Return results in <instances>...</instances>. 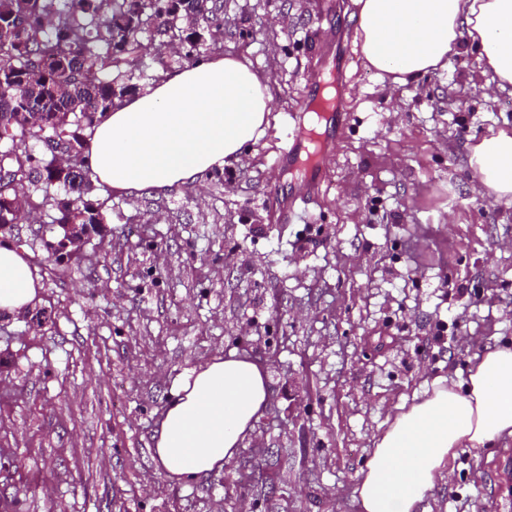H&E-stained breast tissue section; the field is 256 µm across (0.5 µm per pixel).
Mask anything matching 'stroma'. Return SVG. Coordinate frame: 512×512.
<instances>
[{
  "mask_svg": "<svg viewBox=\"0 0 512 512\" xmlns=\"http://www.w3.org/2000/svg\"><path fill=\"white\" fill-rule=\"evenodd\" d=\"M354 0H224V49L269 80L270 125L239 159L116 194L79 259L56 224L13 229L42 283L0 316V512H358L375 435L435 378L512 340V201L476 190L470 149L512 131L476 56L416 82L360 63ZM324 40L349 130L318 196L278 157ZM302 216L275 223L271 185ZM249 355L270 398L235 459L185 484L152 435L186 370ZM418 512H512V440L451 461Z\"/></svg>",
  "mask_w": 512,
  "mask_h": 512,
  "instance_id": "1",
  "label": "stroma"
}]
</instances>
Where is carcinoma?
<instances>
[{
  "label": "carcinoma",
  "instance_id": "carcinoma-1",
  "mask_svg": "<svg viewBox=\"0 0 512 512\" xmlns=\"http://www.w3.org/2000/svg\"><path fill=\"white\" fill-rule=\"evenodd\" d=\"M223 25L222 0H0V225L22 212L88 233L104 223L85 131L158 80L173 48L219 50Z\"/></svg>",
  "mask_w": 512,
  "mask_h": 512
}]
</instances>
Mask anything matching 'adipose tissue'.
Masks as SVG:
<instances>
[{"label": "adipose tissue", "instance_id": "obj_1", "mask_svg": "<svg viewBox=\"0 0 512 512\" xmlns=\"http://www.w3.org/2000/svg\"><path fill=\"white\" fill-rule=\"evenodd\" d=\"M366 68L404 84L470 52L486 85L512 86V0H356ZM264 79L228 54L185 65L95 126L87 159L94 180L116 192H161L238 157L269 123ZM481 187L512 196V134L493 131L472 147ZM40 278L16 247L0 246V313L32 307ZM270 396L263 365L235 353L188 371L153 435L166 478L186 483L221 469ZM512 437V344L476 357L466 377L435 379L400 407L374 439L354 490L360 512H417L462 448Z\"/></svg>", "mask_w": 512, "mask_h": 512}]
</instances>
